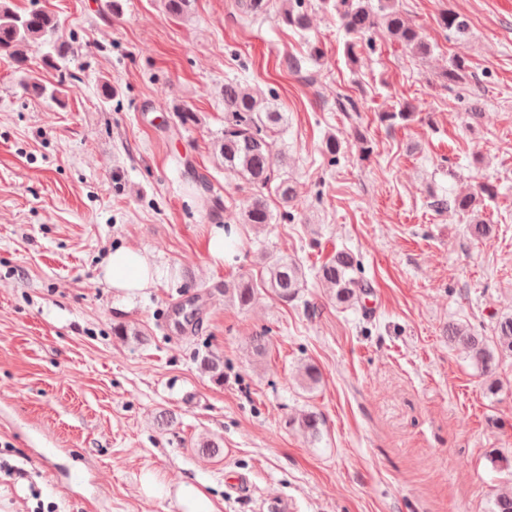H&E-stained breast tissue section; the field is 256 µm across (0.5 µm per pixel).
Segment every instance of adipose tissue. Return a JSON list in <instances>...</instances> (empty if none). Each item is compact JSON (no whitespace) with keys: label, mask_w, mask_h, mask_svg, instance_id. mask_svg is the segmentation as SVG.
<instances>
[{"label":"adipose tissue","mask_w":512,"mask_h":512,"mask_svg":"<svg viewBox=\"0 0 512 512\" xmlns=\"http://www.w3.org/2000/svg\"><path fill=\"white\" fill-rule=\"evenodd\" d=\"M103 281L125 302L146 295L159 278L154 263L139 250L121 246L110 253L103 266Z\"/></svg>","instance_id":"ef3b65f1"}]
</instances>
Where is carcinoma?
I'll return each mask as SVG.
<instances>
[{"label":"carcinoma","mask_w":512,"mask_h":512,"mask_svg":"<svg viewBox=\"0 0 512 512\" xmlns=\"http://www.w3.org/2000/svg\"><path fill=\"white\" fill-rule=\"evenodd\" d=\"M288 5L280 13L281 22L293 29H308V16L301 9L300 0H286ZM323 8L336 17L348 39L345 53L348 60L358 62V49L373 46L372 35L380 28L387 35L412 53L425 57L432 51L422 29L411 22L391 3V0H322ZM166 12L177 18L186 17L191 8V0H164ZM438 25L446 31L465 34L468 25L461 16L451 10L439 15ZM58 21L54 14L43 9H33L20 14L14 11L9 0H0V56L12 58L18 68L25 69L26 50L32 43L42 42L53 45L55 54L45 56V65L56 71H62L69 61L70 49L60 41ZM467 65L452 59L444 78L448 85L466 82ZM26 91L33 97H50L58 103L72 92L64 82L48 88L41 81L30 78L25 82ZM416 107L406 103L399 110L384 112L380 121L392 128L408 122ZM285 116L276 111L269 97L258 88L242 84L234 79L224 81V132L215 142V149L224 159V170L239 177L255 189L250 204L243 214V223L252 224L258 229L272 223L273 212L266 193H272L284 206L297 198L295 182L274 168L273 152L275 129L283 124ZM492 200L496 196V187L485 182L479 185L478 195L465 194L452 201L439 200L436 207L453 208L469 213L473 211L477 197ZM360 267L354 254L342 249L336 251L318 269L316 277L336 290V304L343 307L356 305L361 295L369 288L368 283L356 276ZM267 278L265 288L277 299L288 302L296 299L306 284L303 266L286 257L275 258L266 263ZM229 301L240 308L250 306L256 299L257 291L251 281L243 278L232 288L224 289ZM448 342L462 347L471 362L482 375L487 392L497 391L498 380L492 378L499 356L512 353V316L504 318L497 327L496 339L488 342L475 335L466 326L458 323L448 324ZM322 378L319 368L308 363L300 373V383L312 388ZM324 420L315 411H308L298 419L288 421V426L301 433L309 442L316 443L323 435Z\"/></svg>","instance_id":"cac0c4a2"}]
</instances>
